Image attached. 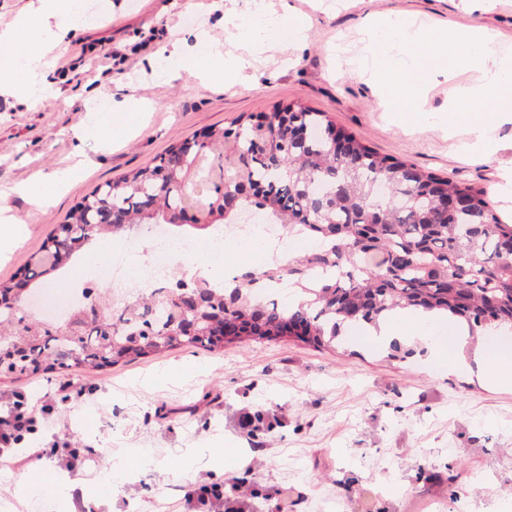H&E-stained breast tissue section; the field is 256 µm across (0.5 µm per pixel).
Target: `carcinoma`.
Returning <instances> with one entry per match:
<instances>
[{
  "label": "carcinoma",
  "instance_id": "carcinoma-1",
  "mask_svg": "<svg viewBox=\"0 0 512 512\" xmlns=\"http://www.w3.org/2000/svg\"><path fill=\"white\" fill-rule=\"evenodd\" d=\"M286 119L307 128L308 139L272 138L262 123L237 118L209 128L208 161L187 145L172 146L153 165L120 174L76 204L45 239L37 268L20 311L0 307V351L13 350L40 365L25 378L59 367L91 372L191 347L224 349L232 339L215 336L224 321L244 326L250 340L284 338L292 326L302 333L292 340L332 349L341 330L377 324L397 309L438 310L467 326L473 343L491 327L512 329V222L498 213L488 193L463 183H449L415 165L380 154L343 131L342 153L327 132L333 126L322 112L301 104L285 109ZM239 194L235 208L209 192L215 179ZM448 197L466 201L462 211L438 209L434 185ZM200 186L208 192L191 227L212 231L236 224L244 213H263L286 232L314 240L315 247L284 266L243 272L222 288L201 279L189 287H162L121 306H109L102 292L85 309H73L67 322L88 317L111 326L110 346L88 349L66 336H53L56 323L28 307L35 292L51 281L92 241L119 238L133 224L175 227L184 196ZM90 224L84 239L66 252L55 240L68 237L66 226ZM286 279L295 299L286 305L261 295L266 286Z\"/></svg>",
  "mask_w": 512,
  "mask_h": 512
}]
</instances>
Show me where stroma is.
<instances>
[{"label": "stroma", "mask_w": 512, "mask_h": 512, "mask_svg": "<svg viewBox=\"0 0 512 512\" xmlns=\"http://www.w3.org/2000/svg\"><path fill=\"white\" fill-rule=\"evenodd\" d=\"M90 17L48 51V93L21 105L0 97V192L24 239L0 256V280L14 278L77 202L119 174L151 163L173 144L213 124L260 116L299 101L371 148L443 179L490 190L512 214L501 177L512 160V116H501L498 151L466 150L461 124L444 113L455 87L477 71L437 76L419 101L381 99L368 69L380 20L399 15L430 27H486L512 52V0L466 11L455 0H259L239 29L246 0H86ZM291 8L299 40L278 37L276 18ZM199 44L176 75L159 54L168 42ZM121 49L111 82L98 60ZM234 58L246 76L202 83L204 68ZM135 98L140 109L116 111ZM38 184V204L15 193ZM93 243L51 282L78 292L86 272L111 282ZM406 358L386 341L350 331L336 350L279 339L244 341L208 352L180 349L82 375L81 394L60 400L55 380L0 384L43 407V428L26 436L33 455L0 469V512H37L56 498L71 512L69 483L107 493L103 512H189L196 484L246 477L227 501L242 512H512V378H488L472 348L448 343L447 325L395 326ZM263 410L256 440L243 413ZM90 449L65 467L64 450Z\"/></svg>", "instance_id": "35a3bbf8"}]
</instances>
